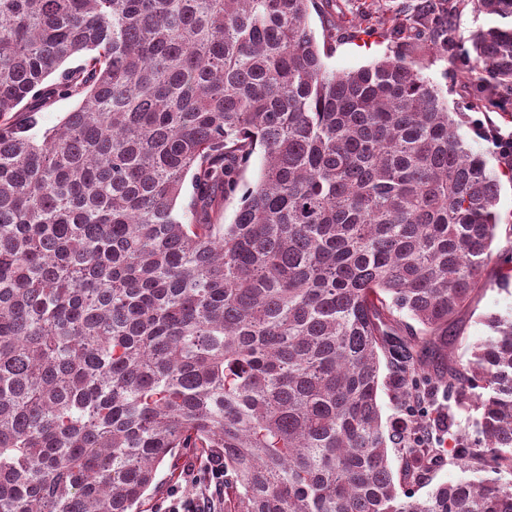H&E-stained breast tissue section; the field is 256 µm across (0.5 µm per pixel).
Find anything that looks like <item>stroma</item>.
<instances>
[{"label": "stroma", "instance_id": "1", "mask_svg": "<svg viewBox=\"0 0 512 512\" xmlns=\"http://www.w3.org/2000/svg\"><path fill=\"white\" fill-rule=\"evenodd\" d=\"M405 0H337L336 7H323L312 11L311 26L315 33H322L325 26L335 24L343 28L346 37L334 44L324 56L328 70L347 72L372 64L385 52L390 43L392 21ZM457 0H431L434 16L447 19L453 30V46L443 58L428 62L424 73L441 89L448 108L466 115L461 129L468 144L485 152L490 168L500 171L501 191L496 209L499 221L512 225V172L507 171L493 145L486 140L487 129L495 128L512 134V113L489 108H474L472 92L476 79L468 75L462 50L469 44L472 33L493 24L494 19L485 13L466 8L457 9ZM493 313L512 314V284L501 285L496 265H489L482 283L477 288L469 306L456 317L457 339L448 354L457 359L467 358L471 346L488 334L483 323L485 316ZM191 452H183L166 459L158 469V490L145 500L142 512H158L169 505L181 473L191 461Z\"/></svg>", "mask_w": 512, "mask_h": 512}]
</instances>
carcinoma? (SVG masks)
<instances>
[{
  "label": "carcinoma",
  "instance_id": "carcinoma-1",
  "mask_svg": "<svg viewBox=\"0 0 512 512\" xmlns=\"http://www.w3.org/2000/svg\"><path fill=\"white\" fill-rule=\"evenodd\" d=\"M316 2L0 0V512H138L190 449L224 512H512V315L448 356L497 178L430 44L329 71ZM477 2L476 102L506 101L512 0ZM446 456L473 476L415 497ZM76 105L73 99L58 98L51 102L47 107H44L37 113L39 127L42 131L52 129L59 124L60 120L66 115V112L71 111ZM262 164L263 158L261 153L258 151L253 155L249 165L243 171L240 180V191L233 198L225 201L223 204L224 222L226 224H230L232 222L242 192L247 186L254 184L258 180Z\"/></svg>",
  "mask_w": 512,
  "mask_h": 512
}]
</instances>
